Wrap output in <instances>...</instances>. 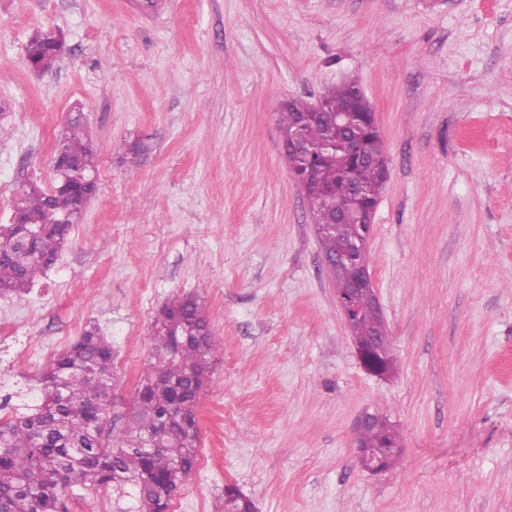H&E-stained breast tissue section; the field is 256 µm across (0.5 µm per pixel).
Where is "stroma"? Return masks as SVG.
<instances>
[{"label":"stroma","instance_id":"1","mask_svg":"<svg viewBox=\"0 0 512 512\" xmlns=\"http://www.w3.org/2000/svg\"><path fill=\"white\" fill-rule=\"evenodd\" d=\"M39 31L66 47L40 74ZM348 76L390 160L368 243L386 379L357 357L277 124ZM76 108L99 190L47 274L0 297V395L38 394L47 349L94 324L122 429L156 312L197 295L223 348L170 512H224L228 485L255 512H512V0H0V224L22 184L52 182ZM366 412L400 436L379 473L359 461ZM62 503L137 507L109 488Z\"/></svg>","mask_w":512,"mask_h":512}]
</instances>
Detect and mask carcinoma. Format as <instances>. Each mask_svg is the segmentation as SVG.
<instances>
[{
	"mask_svg": "<svg viewBox=\"0 0 512 512\" xmlns=\"http://www.w3.org/2000/svg\"><path fill=\"white\" fill-rule=\"evenodd\" d=\"M26 57L44 71L53 69L58 57L50 39L33 35L25 46ZM360 91L350 79L326 90L323 98L341 109ZM310 104L290 100L278 113L282 132L294 129L299 113ZM304 136L312 144L328 142L331 148L314 158L320 194L308 196L313 223H326L333 212L347 216L344 234L362 233L371 199L385 188L387 154L380 133L369 126L360 111L346 125L326 118L310 120ZM356 138L368 158L358 162L343 149ZM53 151L74 165L73 171L97 169V154L88 138L82 112L68 113ZM56 176L50 189L35 182L22 186L15 205L25 215L26 228L36 235L35 249L22 255L12 248L20 226L0 224V297L21 296L53 266L70 235L78 202ZM324 257L332 260L328 271L336 285H347L368 267V252L354 260H336L339 240L325 231L318 235ZM153 353L139 378L127 429L107 439L103 414L112 384V345L95 325L85 327L79 340L60 353L42 378L40 394L24 399L8 393L0 402V512H61L62 492L73 486L131 487L137 512H169L177 482L198 462L199 436L179 418L183 406H195L208 382L211 359L222 348L211 329L204 303L197 296L177 298L156 314ZM364 448H395L394 428L376 416L362 431Z\"/></svg>",
	"mask_w": 512,
	"mask_h": 512,
	"instance_id": "1",
	"label": "carcinoma"
}]
</instances>
